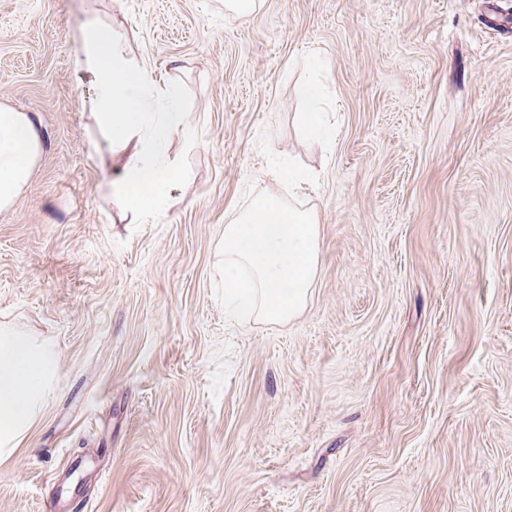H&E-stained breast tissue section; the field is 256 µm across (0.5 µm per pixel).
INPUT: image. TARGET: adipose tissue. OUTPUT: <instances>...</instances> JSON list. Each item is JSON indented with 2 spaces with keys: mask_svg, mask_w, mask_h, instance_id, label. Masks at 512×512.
<instances>
[{
  "mask_svg": "<svg viewBox=\"0 0 512 512\" xmlns=\"http://www.w3.org/2000/svg\"><path fill=\"white\" fill-rule=\"evenodd\" d=\"M76 68L92 87V110L103 114L107 141L130 149L121 172L123 192L157 205L167 202V187L176 169L157 149L185 130L175 89H167L165 112L152 115L135 88L149 75L132 69L115 48L109 29L83 25L82 55ZM40 152V136L23 112L0 110V209L10 206L27 183ZM58 356L48 342L38 343L24 330L0 325V447L19 446L57 371Z\"/></svg>",
  "mask_w": 512,
  "mask_h": 512,
  "instance_id": "1",
  "label": "adipose tissue"
}]
</instances>
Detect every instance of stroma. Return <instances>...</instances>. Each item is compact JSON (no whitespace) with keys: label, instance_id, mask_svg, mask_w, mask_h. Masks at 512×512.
<instances>
[{"label":"stroma","instance_id":"1","mask_svg":"<svg viewBox=\"0 0 512 512\" xmlns=\"http://www.w3.org/2000/svg\"><path fill=\"white\" fill-rule=\"evenodd\" d=\"M512 0H0V108L40 155L0 210V322L57 374L0 512H512ZM110 27L186 129L159 209L123 200L77 79ZM324 93L329 136L299 124ZM316 214L287 323L227 319L247 190Z\"/></svg>","mask_w":512,"mask_h":512}]
</instances>
